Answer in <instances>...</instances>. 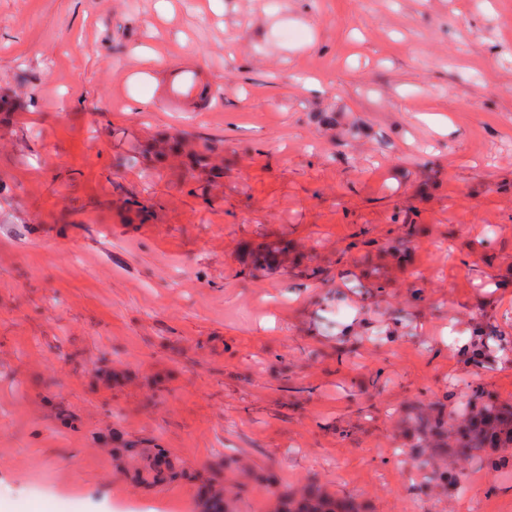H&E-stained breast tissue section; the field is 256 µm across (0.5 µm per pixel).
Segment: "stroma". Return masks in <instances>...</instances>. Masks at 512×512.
I'll list each match as a JSON object with an SVG mask.
<instances>
[{
  "instance_id": "stroma-1",
  "label": "stroma",
  "mask_w": 512,
  "mask_h": 512,
  "mask_svg": "<svg viewBox=\"0 0 512 512\" xmlns=\"http://www.w3.org/2000/svg\"><path fill=\"white\" fill-rule=\"evenodd\" d=\"M187 60L210 106L168 111ZM476 390L512 404V0H0L9 512L312 479L471 512L407 481L416 418ZM452 471L512 512V470ZM177 471L174 462L167 454L164 448H156L142 473L145 480L151 479L153 482L176 477Z\"/></svg>"
}]
</instances>
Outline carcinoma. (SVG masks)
<instances>
[{
  "label": "carcinoma",
  "instance_id": "obj_1",
  "mask_svg": "<svg viewBox=\"0 0 512 512\" xmlns=\"http://www.w3.org/2000/svg\"><path fill=\"white\" fill-rule=\"evenodd\" d=\"M418 427L421 434L430 433L436 437L433 448H413L427 485L450 484L437 463V458L446 454L459 460L478 452L480 463L489 469L495 470L506 464L512 466V459L507 456L512 450V405L499 404L482 392L473 394V400L462 416H448V432L452 440L442 438L441 426L428 419H418ZM176 475L175 464L163 448L156 449L142 473L144 479L154 482ZM273 498L277 512H369L363 502L351 497L331 496L317 482L298 491L276 486ZM202 512H237L234 497L227 492H215L206 499Z\"/></svg>",
  "mask_w": 512,
  "mask_h": 512
}]
</instances>
